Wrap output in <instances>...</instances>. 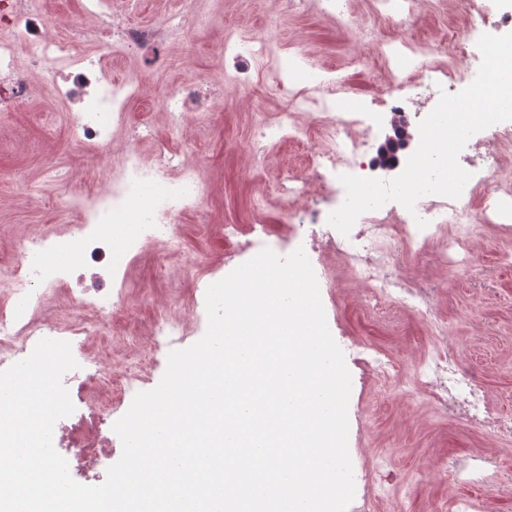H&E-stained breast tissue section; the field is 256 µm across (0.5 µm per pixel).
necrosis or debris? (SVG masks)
<instances>
[{
    "mask_svg": "<svg viewBox=\"0 0 512 512\" xmlns=\"http://www.w3.org/2000/svg\"><path fill=\"white\" fill-rule=\"evenodd\" d=\"M423 2L374 0L373 23L362 27L350 0H282L284 11L302 13L314 6L338 29L360 28L392 87L385 107L398 114L406 111L407 90L442 83L454 88L469 85L475 74L461 62L470 53L474 33L512 25V15L493 13L489 0H463V28L453 53L443 62L433 59L426 41L402 33L377 37L375 24L413 15ZM84 11L96 18V25L69 22L70 35L63 38L35 9L33 0H0V13L9 19L6 32L0 34V109L19 108L34 92L18 65L19 52H26L47 93L65 104L73 144L100 158L105 171L101 185L55 197L66 233L47 225L13 239L11 260L0 273V370L27 358L41 339L70 343L80 374L73 396L84 410L53 437L75 469L97 482L98 465L112 451L109 419L129 395L147 384V367L155 357L192 335L200 319L194 297L181 310H158L144 342L131 344L128 358L113 362L102 344L115 334L116 321L128 306V271L152 245L159 248V269L181 255L185 244L176 226L202 207L206 192L200 177L204 164L191 145L176 151L167 141L153 140L151 157H144L140 143L153 139L151 122L148 115L136 118L129 111L130 104L145 94L142 77L133 71L120 79L112 76L113 59L185 42L182 14L171 13L158 25L141 26L113 21L109 0H84ZM81 40L106 45L108 58L77 54ZM218 50L225 85L247 88L261 82L284 99L280 111L258 117L246 148L254 160L286 143L317 147L304 174L283 179L279 190L291 201L317 195L325 207L311 217L295 213L278 249L305 248L313 263L324 251H334L350 280L364 285L368 311L400 306L430 324L435 344L423 367L403 373L394 358L366 347L356 356L363 371L393 388H414L438 415L511 440L512 418L494 411L479 376L460 360L455 337L435 308L429 272H465L474 259L471 244L485 228L512 235V125L468 140L466 152L483 165L473 170L459 198L426 195L412 212L391 201L360 215L345 236L328 223L330 211L346 195L337 180L344 174L363 176L375 166L371 148L377 113L342 108L350 88L337 79L334 68L311 66L300 50L285 57L283 45L268 31L246 36L238 27L223 26ZM292 63L309 68L311 77L304 86L289 83ZM157 99L176 132L195 127L216 105L212 91L196 79L166 85ZM118 138L125 139L126 148L116 156L111 146ZM421 219L426 222L422 228L417 225ZM106 223L113 226L108 239L101 234ZM88 259L107 266L112 280L98 279L91 287L74 291V276ZM416 261L425 262L427 275L406 276L405 265ZM60 296L70 297L72 303L63 317L50 305ZM450 467L464 484L505 481L492 458L484 455L453 459Z\"/></svg>",
    "mask_w": 512,
    "mask_h": 512,
    "instance_id": "obj_1",
    "label": "necrosis or debris"
}]
</instances>
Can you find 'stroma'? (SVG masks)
<instances>
[{"label":"stroma","instance_id":"stroma-1","mask_svg":"<svg viewBox=\"0 0 512 512\" xmlns=\"http://www.w3.org/2000/svg\"><path fill=\"white\" fill-rule=\"evenodd\" d=\"M217 6L213 0H112L113 11L134 22L153 24L166 13L181 12L191 23L188 45L173 44L158 56L129 57L113 66V76L136 70L146 83V95L132 104L133 113L154 108L156 93L167 82L222 80L224 68L216 52L219 33L194 24ZM219 7L225 20L245 30L265 28L269 17L277 16L273 34L283 43L301 49L314 62L345 68L353 88L344 100L347 108L369 106L387 96L385 76L371 50L354 35L336 30L318 12L282 16L279 0H223ZM456 19L457 4L448 0L445 9L426 7L410 23L393 19L381 30L402 29L427 39L436 46V58L444 59L452 48L448 32ZM279 106L276 92L264 86L248 91L229 86L206 124L193 129L191 138L207 167L206 203L178 224L185 252L170 275L158 273L153 253L138 260L135 296L142 323H149L155 306L179 307L194 280L210 285L215 276H227L241 265V257L225 244L221 225L236 224L245 230L265 224L272 235L283 233L288 205L279 195L278 181L286 173L303 172L312 150L284 145L257 169L251 168L244 151L254 113H271ZM55 169L82 184L103 179L97 157L72 147L64 106L36 92L24 107L0 112V269L8 263L14 233L58 224L53 203L57 189L46 177ZM500 249L498 233L485 229L467 271L438 274L434 304L459 337L465 362L479 373L495 409L510 416L512 264L501 263ZM360 293V286L343 280L320 290L329 331L351 374L348 448L356 493L383 496V512H431L451 497L486 499L489 512H512L511 494L494 486L459 484L448 474L449 458L481 451L495 455L503 474L512 477L511 443L437 417L425 404L386 396L362 374L355 362L359 347L391 355L409 367L422 361L434 337L429 324L408 310L367 312L359 302Z\"/></svg>","mask_w":512,"mask_h":512}]
</instances>
